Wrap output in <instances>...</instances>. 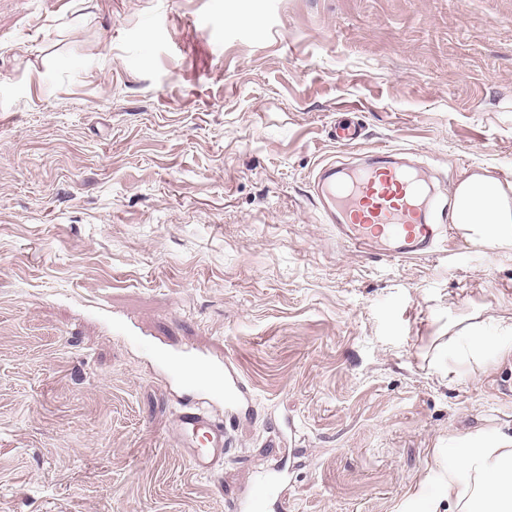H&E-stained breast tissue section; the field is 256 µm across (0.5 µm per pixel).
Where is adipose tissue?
I'll return each mask as SVG.
<instances>
[{"label": "adipose tissue", "mask_w": 512, "mask_h": 512, "mask_svg": "<svg viewBox=\"0 0 512 512\" xmlns=\"http://www.w3.org/2000/svg\"><path fill=\"white\" fill-rule=\"evenodd\" d=\"M455 196L456 225L468 239L512 248V198L498 179L471 174ZM417 512H512V436L477 435L449 450L443 495Z\"/></svg>", "instance_id": "ef3b65f1"}]
</instances>
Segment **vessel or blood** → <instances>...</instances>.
Wrapping results in <instances>:
<instances>
[{
	"label": "vessel or blood",
	"mask_w": 512,
	"mask_h": 512,
	"mask_svg": "<svg viewBox=\"0 0 512 512\" xmlns=\"http://www.w3.org/2000/svg\"><path fill=\"white\" fill-rule=\"evenodd\" d=\"M423 165L410 162L405 149L368 153L351 166L322 163L311 188L319 201L322 223L332 225L350 247L392 260L426 259L448 245V205L425 176ZM196 388L224 396L231 412L251 400L250 391L230 360L210 361L193 378ZM182 453L198 474L219 476L230 444L226 423L196 404L183 405L172 418ZM285 477L271 469L258 478L248 499L231 503L232 512H264L283 493Z\"/></svg>",
	"instance_id": "vessel-or-blood-1"
}]
</instances>
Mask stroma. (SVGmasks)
Masks as SVG:
<instances>
[{
	"mask_svg": "<svg viewBox=\"0 0 512 512\" xmlns=\"http://www.w3.org/2000/svg\"><path fill=\"white\" fill-rule=\"evenodd\" d=\"M383 147L450 200L512 181V0H0V512H231L275 467L279 512H411L511 436L512 360L441 345H512V248L379 259L318 219L319 164ZM186 345L254 392L216 480L170 428L224 416ZM465 319L458 320L453 322L449 327L448 331L451 328H457L462 326L459 330L454 331L455 334L448 338V342L442 344L441 347L444 349H451L456 336L458 335H467V347L474 359L475 364L481 363L479 366L480 369L487 363V359L489 356H493L496 359L500 360L503 357H507L512 354V346H502V345H491L486 336L483 335L479 327L476 324H465Z\"/></svg>",
	"mask_w": 512,
	"mask_h": 512,
	"instance_id": "1",
	"label": "stroma"
}]
</instances>
